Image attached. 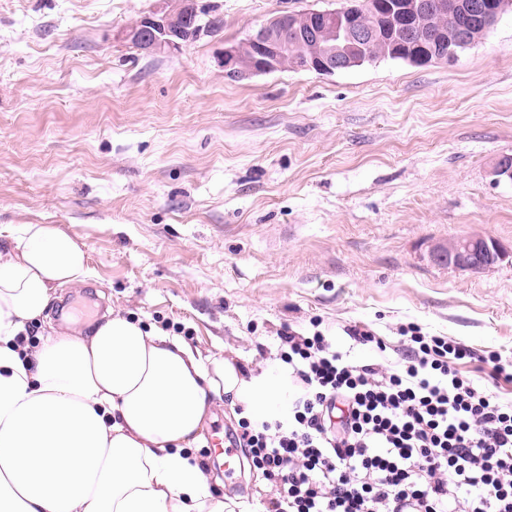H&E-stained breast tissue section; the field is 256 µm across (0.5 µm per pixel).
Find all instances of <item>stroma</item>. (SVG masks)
<instances>
[{
	"label": "stroma",
	"mask_w": 512,
	"mask_h": 512,
	"mask_svg": "<svg viewBox=\"0 0 512 512\" xmlns=\"http://www.w3.org/2000/svg\"><path fill=\"white\" fill-rule=\"evenodd\" d=\"M199 2L213 29L149 53L126 33L165 0H0V246L53 224L92 272L54 323L104 298L248 370L314 318L359 362H394L410 322L512 357V261L431 258L468 234L512 252V180L491 173L512 155V12L450 62L232 82L225 44L344 0Z\"/></svg>",
	"instance_id": "35a3bbf8"
}]
</instances>
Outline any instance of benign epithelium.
Segmentation results:
<instances>
[{
	"mask_svg": "<svg viewBox=\"0 0 512 512\" xmlns=\"http://www.w3.org/2000/svg\"><path fill=\"white\" fill-rule=\"evenodd\" d=\"M512 0H364L352 13L316 11L280 13L271 17L246 38L224 46V75L241 79L253 74L300 67L332 75L362 63L367 50L377 57H404L415 65L432 62L435 46L448 50L452 60L459 49L476 42L475 33L486 32ZM384 14L392 23L389 35L354 21L359 15ZM464 16L467 26L433 27L434 17ZM194 13L185 0L169 10L145 17L126 37L150 52L177 50L183 34L193 25ZM298 37L296 48H288L285 36ZM433 259L461 270H480L500 261L504 254L497 243L481 235L457 236L448 245H438Z\"/></svg>",
	"mask_w": 512,
	"mask_h": 512,
	"instance_id": "benign-epithelium-1",
	"label": "benign epithelium"
}]
</instances>
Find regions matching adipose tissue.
I'll return each mask as SVG.
<instances>
[{
  "mask_svg": "<svg viewBox=\"0 0 512 512\" xmlns=\"http://www.w3.org/2000/svg\"><path fill=\"white\" fill-rule=\"evenodd\" d=\"M90 276L85 245L52 224L0 248V512H242L194 450L219 399L256 428L285 419L287 366L246 373L111 308L29 342Z\"/></svg>",
  "mask_w": 512,
  "mask_h": 512,
  "instance_id": "1",
  "label": "adipose tissue"
}]
</instances>
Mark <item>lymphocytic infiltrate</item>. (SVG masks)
I'll return each mask as SVG.
<instances>
[{
  "label": "lymphocytic infiltrate",
  "mask_w": 512,
  "mask_h": 512,
  "mask_svg": "<svg viewBox=\"0 0 512 512\" xmlns=\"http://www.w3.org/2000/svg\"><path fill=\"white\" fill-rule=\"evenodd\" d=\"M298 390L286 420L237 441L274 486L265 512H512V404L463 377L479 358L445 336L401 330L398 361L356 364L321 333L279 335Z\"/></svg>",
  "instance_id": "f902f5d3"
}]
</instances>
